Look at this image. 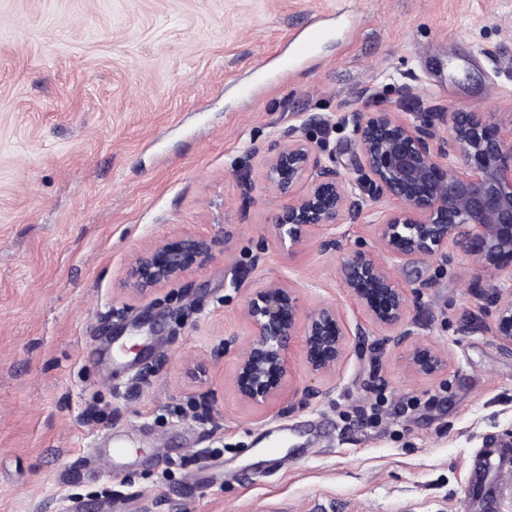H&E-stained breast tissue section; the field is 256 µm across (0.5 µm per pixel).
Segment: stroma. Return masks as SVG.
Masks as SVG:
<instances>
[{"label": "stroma", "mask_w": 512, "mask_h": 512, "mask_svg": "<svg viewBox=\"0 0 512 512\" xmlns=\"http://www.w3.org/2000/svg\"><path fill=\"white\" fill-rule=\"evenodd\" d=\"M326 34L288 67L294 37ZM372 112H452L512 130V0H0V512H477L469 462L512 433V352L488 331L489 280L456 250L390 266L421 348L418 376L342 288L343 252L290 254L267 159L288 131L328 143L360 93ZM228 239H221V232ZM215 239L205 264L146 293L137 254ZM277 280L336 306L344 356L312 403L236 393L250 289ZM143 323L140 366L110 338ZM412 402L373 426L356 409ZM129 438L139 460L90 457ZM411 360L415 373L421 377H429L436 374L445 363L441 356L419 348H413Z\"/></svg>", "instance_id": "stroma-1"}]
</instances>
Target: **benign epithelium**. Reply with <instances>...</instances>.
I'll list each match as a JSON object with an SVG mask.
<instances>
[{"instance_id": "1", "label": "benign epithelium", "mask_w": 512, "mask_h": 512, "mask_svg": "<svg viewBox=\"0 0 512 512\" xmlns=\"http://www.w3.org/2000/svg\"><path fill=\"white\" fill-rule=\"evenodd\" d=\"M345 122L352 126L357 151L349 163L322 160L311 143L288 136L267 162V177L288 198L272 221L275 237L299 252L313 234L325 231L320 249L343 247L347 222L374 213L373 204L389 200L396 209L378 217L377 246L348 249L337 278L366 310L370 324L387 331L380 350L403 345L413 349L414 371L429 377L444 359L413 347L406 289L388 271V261L447 257L453 248L474 258L480 275L496 283V310L489 325L499 344L512 350V137L492 126L480 112H454L448 139L439 140L422 116L356 108ZM455 154L461 162L447 161ZM357 171L361 178L352 179ZM304 191L294 194L297 186ZM211 243L191 240L183 253L157 261L140 254L131 284L147 291L180 277L189 260L205 262ZM252 329L248 345L236 351V390L243 404L263 408L294 390L295 371L289 348L304 325L303 344L309 378L305 396L322 394L316 383L330 376L346 350V332L336 307L303 310L299 297L281 281L254 289L245 304Z\"/></svg>"}]
</instances>
